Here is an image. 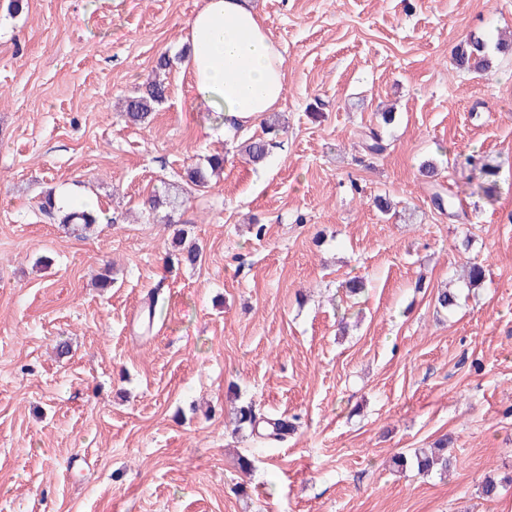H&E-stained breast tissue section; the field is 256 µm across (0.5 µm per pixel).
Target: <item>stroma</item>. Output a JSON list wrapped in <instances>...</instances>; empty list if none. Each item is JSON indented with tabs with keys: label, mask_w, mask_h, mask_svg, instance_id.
Listing matches in <instances>:
<instances>
[{
	"label": "stroma",
	"mask_w": 512,
	"mask_h": 512,
	"mask_svg": "<svg viewBox=\"0 0 512 512\" xmlns=\"http://www.w3.org/2000/svg\"><path fill=\"white\" fill-rule=\"evenodd\" d=\"M200 3L0 0V512H512V483L481 494L512 474V53L453 60L512 37V0H252L286 67V130L259 165L238 146L263 119L228 132L195 101ZM162 57L165 101L127 123ZM461 154L498 166L496 196ZM431 159L461 215L432 204ZM165 183L185 199L172 224L142 212ZM51 189L101 224L64 233L39 209ZM181 231L196 264L174 256ZM468 261L482 285L438 309ZM249 401L296 431H235ZM445 435L447 476L394 467ZM485 48V44L480 40L460 44L455 53L457 64L459 66L468 65V67L481 71L491 68V60Z\"/></svg>",
	"instance_id": "1"
}]
</instances>
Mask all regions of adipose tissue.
<instances>
[{
    "mask_svg": "<svg viewBox=\"0 0 512 512\" xmlns=\"http://www.w3.org/2000/svg\"><path fill=\"white\" fill-rule=\"evenodd\" d=\"M188 71L198 104L225 129L272 112L285 92V59L250 0H202L188 22Z\"/></svg>",
    "mask_w": 512,
    "mask_h": 512,
    "instance_id": "obj_1",
    "label": "adipose tissue"
}]
</instances>
